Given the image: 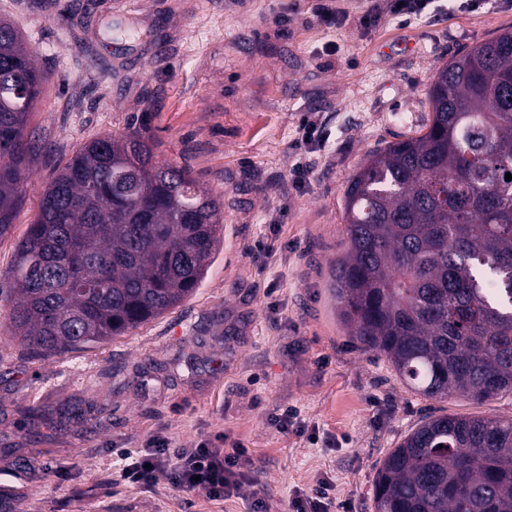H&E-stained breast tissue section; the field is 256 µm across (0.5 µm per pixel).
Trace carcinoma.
<instances>
[{
    "mask_svg": "<svg viewBox=\"0 0 512 512\" xmlns=\"http://www.w3.org/2000/svg\"><path fill=\"white\" fill-rule=\"evenodd\" d=\"M44 75L0 20V239L33 157ZM427 131L367 155L345 191L340 318L414 391L512 392V29L439 67ZM139 133L84 144L16 246L15 338L44 357L123 336L189 297L220 203ZM375 512H512V419L427 415L383 459Z\"/></svg>",
    "mask_w": 512,
    "mask_h": 512,
    "instance_id": "1",
    "label": "carcinoma"
}]
</instances>
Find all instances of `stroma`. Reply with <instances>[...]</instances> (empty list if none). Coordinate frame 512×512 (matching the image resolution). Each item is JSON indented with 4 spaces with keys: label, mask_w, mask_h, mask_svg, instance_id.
<instances>
[{
    "label": "stroma",
    "mask_w": 512,
    "mask_h": 512,
    "mask_svg": "<svg viewBox=\"0 0 512 512\" xmlns=\"http://www.w3.org/2000/svg\"><path fill=\"white\" fill-rule=\"evenodd\" d=\"M371 4L342 0L350 20L330 28L311 0H0L46 76L25 192L0 239V512H249L255 496L289 512L322 479L330 512H375L380 462L425 415L512 418V393L478 403L409 389L350 336L329 288L349 179L368 152L426 131L436 70L512 28V5L358 28ZM306 119L321 142L300 144ZM136 129L222 204L220 251L158 318L36 357L9 335L16 244L76 150ZM286 408L297 420L282 433L271 418ZM219 432L251 455L243 496L120 477L122 451L156 435L193 448Z\"/></svg>",
    "instance_id": "35a3bbf8"
}]
</instances>
